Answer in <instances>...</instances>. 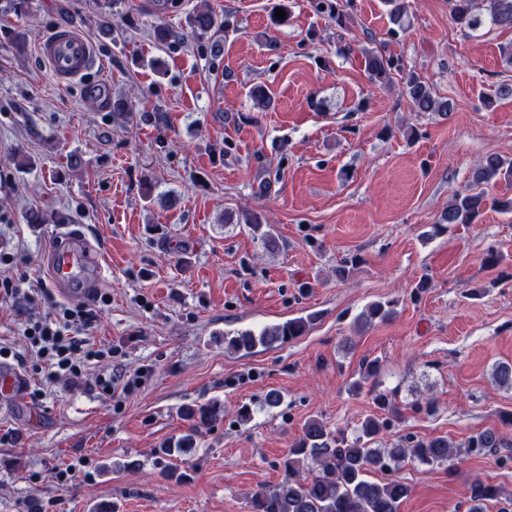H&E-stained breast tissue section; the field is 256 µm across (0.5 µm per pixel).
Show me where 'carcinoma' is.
<instances>
[{
  "mask_svg": "<svg viewBox=\"0 0 512 512\" xmlns=\"http://www.w3.org/2000/svg\"><path fill=\"white\" fill-rule=\"evenodd\" d=\"M390 18L402 28L409 23V0H388ZM450 17L462 32L478 29L485 23L512 29V0H449ZM319 9L335 19L340 28L348 26L350 14L346 0H319ZM192 33L205 34L217 25L216 17L208 11H199L187 20ZM366 70L376 84H387L398 70L394 60L382 53L366 52ZM403 92L415 112H446L448 102L435 97L430 86L414 70L402 73ZM512 177V162L496 152L487 153L472 171L468 184L456 190L448 206L440 213L437 224L454 227L473 224L486 210L496 208L512 213V199L490 196L489 188L499 179ZM254 238L268 250L277 247L276 241L262 231V218L255 212H244L237 218ZM392 315L391 302L368 304L357 321H384ZM315 317L292 318L266 326L260 330L244 329L224 334L226 349L249 354L259 346L294 340L305 335ZM222 411L217 401L182 408V417L190 422V430L178 442L161 448V454L183 455L189 451L195 431L212 422ZM390 422L372 414L364 418L357 433L346 437L327 429L318 419H310L303 426L302 435L291 446L282 462L283 477L273 486L258 489L251 499L252 512H400L411 487L398 477L374 482L368 479L372 471L393 472L406 460L434 467L448 463L459 456L456 447L474 455L496 454L508 447L504 437L495 428L471 434L459 445L443 436L415 439L406 436L390 448L377 445L383 430ZM469 512H483L488 501L501 498L497 486L480 478L467 487Z\"/></svg>",
  "mask_w": 512,
  "mask_h": 512,
  "instance_id": "carcinoma-1",
  "label": "carcinoma"
}]
</instances>
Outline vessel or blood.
<instances>
[{"label": "vessel or blood", "mask_w": 512, "mask_h": 512, "mask_svg": "<svg viewBox=\"0 0 512 512\" xmlns=\"http://www.w3.org/2000/svg\"><path fill=\"white\" fill-rule=\"evenodd\" d=\"M38 55L62 85L81 81L100 66L93 41L66 27L45 37L38 46ZM44 263L62 297L88 298L99 286L101 257L79 225H59L55 244Z\"/></svg>", "instance_id": "vessel-or-blood-1"}]
</instances>
